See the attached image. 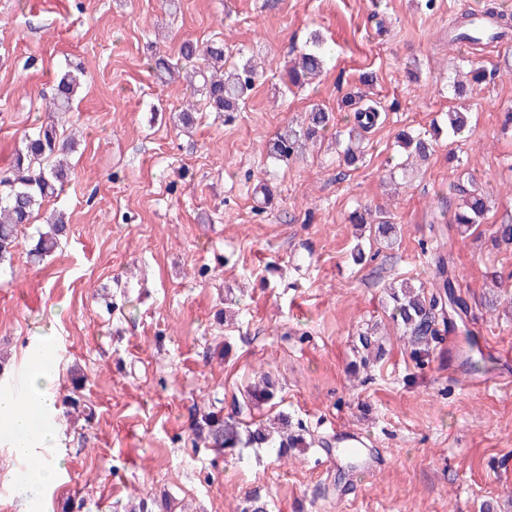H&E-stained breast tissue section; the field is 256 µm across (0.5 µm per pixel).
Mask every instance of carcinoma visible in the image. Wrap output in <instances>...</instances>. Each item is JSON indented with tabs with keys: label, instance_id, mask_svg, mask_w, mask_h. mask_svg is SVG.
<instances>
[{
	"label": "carcinoma",
	"instance_id": "cac0c4a2",
	"mask_svg": "<svg viewBox=\"0 0 512 512\" xmlns=\"http://www.w3.org/2000/svg\"><path fill=\"white\" fill-rule=\"evenodd\" d=\"M484 15L499 19L504 26L512 27V14L500 9L497 0H486ZM181 58L186 62L196 59L203 65L185 73L190 86V97H205L209 106L224 113L225 119L239 111L240 105L249 97L258 74L255 65L248 60L230 70L224 69V46L220 43L185 41L180 47ZM330 60L329 52L318 34L299 49L294 64L288 68V83L303 88L319 76ZM471 83L481 85L494 80L496 71L473 62L469 71ZM81 87L77 73L67 70L59 77L54 93L46 99L47 116L36 129L25 135L22 147L15 154L9 168L0 173V261L12 255L18 244L22 229L32 223L35 211L43 201L63 190L72 179L73 169L63 163L62 158L72 152L74 142L63 138L58 132L54 113L72 110L73 99ZM341 107L353 112V126L336 138L341 147V158L354 164L361 153V132L373 126L379 118L376 101L367 98L363 92L348 94L341 100ZM332 114L322 105H315L308 114L305 125L298 128L287 126L269 141L268 157L277 161H287L300 154L306 142L320 137L331 123ZM468 125V113L454 110L448 113V133L460 134ZM399 144L406 153V159L425 161L433 150V140L426 132H402ZM460 203L453 214V223L467 232L475 225L483 223L488 211V196L476 183L454 185ZM49 231L39 233L31 253L43 256L57 248L60 240L67 235L68 222L63 214H53L47 219ZM394 319L404 332L417 342H426L428 337L438 335L437 312L441 301L436 296H427L424 283H400L391 296ZM275 397V386L267 379L254 385L248 393V403L259 405ZM242 410L229 416L223 410L209 411L194 418L191 431L195 439L204 440L213 448L249 447L253 444H266L281 455L290 448H301L306 444L304 434L283 432L279 439L271 437L266 429L241 427L239 420Z\"/></svg>",
	"mask_w": 512,
	"mask_h": 512
}]
</instances>
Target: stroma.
<instances>
[{"instance_id": "obj_1", "label": "stroma", "mask_w": 512, "mask_h": 512, "mask_svg": "<svg viewBox=\"0 0 512 512\" xmlns=\"http://www.w3.org/2000/svg\"><path fill=\"white\" fill-rule=\"evenodd\" d=\"M484 0H0V171L44 118L42 97L80 67L73 112L74 177L46 199L10 260L0 263V386L20 375L29 345L57 352L55 400L85 378L91 415L56 412L53 482L29 479L0 437V503L15 512H137L171 499V512H512V387L469 388L448 347L470 330L512 349V246L491 229L512 215V64L507 49L450 44L448 28ZM331 62L303 90L281 76L313 32ZM187 40L218 41L227 63L261 66L232 120L199 105L186 129L183 78L160 81L148 42L177 60ZM497 70L455 98L462 58ZM370 74L390 111L365 132L363 155L340 164L336 137L278 162L266 145L311 105L349 121L341 97ZM462 106L469 125L446 131ZM439 128L433 152L407 182L389 178L400 131ZM276 174L261 208L252 189ZM471 175L490 196L483 224H451L452 186ZM383 212L393 248L350 224ZM70 232L50 256L29 250L50 212ZM362 247L363 264L352 252ZM449 257L437 270V257ZM446 276L442 333L429 356L390 318V287ZM381 358L361 365L359 333ZM268 377L276 397L247 422L287 416L316 446L215 451L191 444L194 415L222 399L233 413ZM360 432L381 462L354 476L320 465L322 442Z\"/></svg>"}]
</instances>
